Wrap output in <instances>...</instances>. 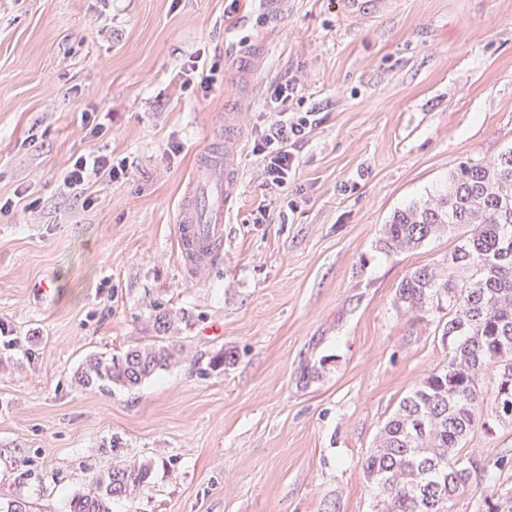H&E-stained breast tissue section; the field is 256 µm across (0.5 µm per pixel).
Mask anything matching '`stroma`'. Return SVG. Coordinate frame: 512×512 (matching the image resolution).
Masks as SVG:
<instances>
[{
	"instance_id": "stroma-1",
	"label": "stroma",
	"mask_w": 512,
	"mask_h": 512,
	"mask_svg": "<svg viewBox=\"0 0 512 512\" xmlns=\"http://www.w3.org/2000/svg\"><path fill=\"white\" fill-rule=\"evenodd\" d=\"M196 56L211 88L187 79ZM229 112L238 209L191 279L178 207ZM303 117L274 185L259 147ZM509 148L512 0H288L276 17L259 0H0V502L66 512L121 462L151 474L112 512H376L362 463L448 361L442 312L396 289L464 232L389 253L381 227ZM89 151L132 167L72 191L60 176ZM42 281L59 293L44 307ZM160 307L177 363L133 389L75 383L88 355L154 342ZM462 451L512 459V421L484 410Z\"/></svg>"
}]
</instances>
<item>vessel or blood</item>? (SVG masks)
<instances>
[{"instance_id":"obj_1","label":"vessel or blood","mask_w":512,"mask_h":512,"mask_svg":"<svg viewBox=\"0 0 512 512\" xmlns=\"http://www.w3.org/2000/svg\"><path fill=\"white\" fill-rule=\"evenodd\" d=\"M175 229L177 251L187 273L203 276L224 249V223L232 213L241 182L238 137L232 129L211 138L194 161Z\"/></svg>"}]
</instances>
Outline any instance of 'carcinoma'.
Segmentation results:
<instances>
[{"instance_id": "carcinoma-1", "label": "carcinoma", "mask_w": 512, "mask_h": 512, "mask_svg": "<svg viewBox=\"0 0 512 512\" xmlns=\"http://www.w3.org/2000/svg\"><path fill=\"white\" fill-rule=\"evenodd\" d=\"M470 227L448 259V272L422 265L401 280L396 299L418 314L438 305L448 320V363L420 381L384 423L362 470L377 485V512H447L448 500L465 487L482 460L461 453L479 424L485 403L479 376L489 365L512 371V149L490 164L461 161L444 187L425 202L396 210L382 227L380 244L390 251L422 246L432 233ZM469 267L461 278L460 264ZM175 317L155 314L162 339L122 354L86 357L76 372L84 388H134L177 354L165 337ZM146 464H117L88 477L87 492L69 512H110L114 498L128 497L148 483Z\"/></svg>"}]
</instances>
